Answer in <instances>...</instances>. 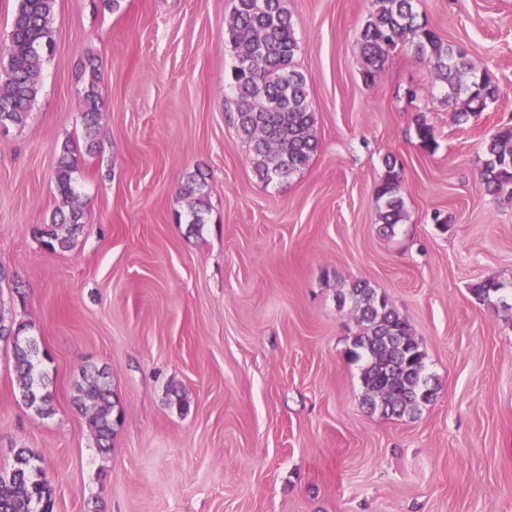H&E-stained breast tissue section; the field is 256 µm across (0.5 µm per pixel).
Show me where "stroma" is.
Here are the masks:
<instances>
[{"label": "stroma", "instance_id": "obj_1", "mask_svg": "<svg viewBox=\"0 0 512 512\" xmlns=\"http://www.w3.org/2000/svg\"><path fill=\"white\" fill-rule=\"evenodd\" d=\"M318 152L259 181L231 121L233 0H57L54 49L22 125L0 136V307L44 356L56 413L20 400L0 340V472L30 449L54 512H512V199L484 191L485 144L512 124V0H416L500 89L456 124L412 50L364 83L371 0H285ZM101 71L94 141L87 58ZM437 147H421L416 116ZM79 159L84 227L65 252L31 233L64 207L54 173ZM401 168L407 218L383 233L375 187ZM209 210L191 230L187 177ZM503 283L482 305L474 284ZM384 293L426 353L437 398L412 418L362 404L356 322L336 293ZM106 368L124 420L100 454L73 386ZM181 388L189 407L168 404ZM81 80L82 93L86 104V110L83 112V122L86 138L91 142L98 130L100 114V73L94 58L89 59L87 64L84 65Z\"/></svg>", "mask_w": 512, "mask_h": 512}]
</instances>
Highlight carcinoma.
<instances>
[{
    "mask_svg": "<svg viewBox=\"0 0 512 512\" xmlns=\"http://www.w3.org/2000/svg\"><path fill=\"white\" fill-rule=\"evenodd\" d=\"M56 0H17L6 53L8 69L0 74V123L17 126L24 122L42 80L44 55L53 48L50 20ZM415 0H371L372 9L361 31L359 49L364 83L375 81L389 57L405 48L430 66L432 81L448 88L455 105L453 121L466 123L484 112L499 96L498 86L467 58L466 53L442 40ZM225 37L235 53L232 78L237 91L232 121L248 145L255 175L266 182L284 180L309 166L318 150L315 115L308 80L293 66L299 42L295 21L283 0H235L225 22ZM86 110V138L98 130L100 73L95 59L84 65L81 75ZM416 136L420 145L436 146L433 127L417 117ZM481 180L491 195H512V126L496 129L486 144ZM386 170L376 187L379 221L383 232H394L405 219L400 172L396 162H385ZM75 150L65 148L55 168V181L68 207L57 209L50 223L34 229L51 251L70 249L83 230L84 215L75 204L73 173ZM205 181L192 175L184 186L189 199L191 223L204 222L208 208ZM502 289L488 278L471 288L481 302H489ZM340 304L351 303L358 330L350 356L363 362L360 372L365 407L388 418L413 417L433 402L436 383L425 373V353L412 334L410 324L368 282L357 280L338 295ZM17 324L0 309V339L13 343L14 374L19 396L42 418L56 413L55 398L47 376L38 370L39 348L23 335ZM109 375L94 365L80 371L73 405L86 419L96 448L112 450L115 427L123 416L116 403ZM0 512H53L52 488L43 468L27 448L14 454L11 471L0 473Z\"/></svg>",
    "mask_w": 512,
    "mask_h": 512,
    "instance_id": "cac0c4a2",
    "label": "carcinoma"
}]
</instances>
